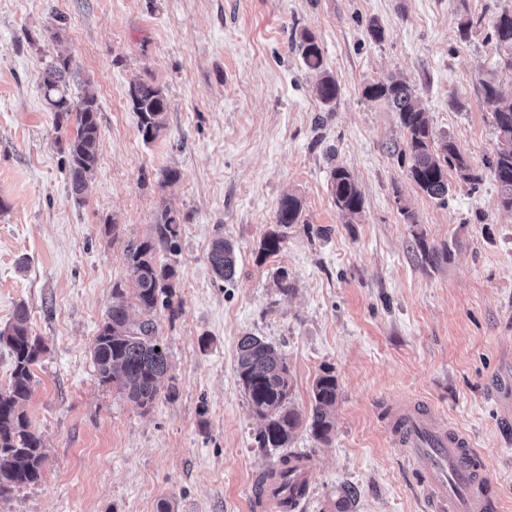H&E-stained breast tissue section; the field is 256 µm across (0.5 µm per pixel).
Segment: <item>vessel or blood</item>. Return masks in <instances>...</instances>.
Returning a JSON list of instances; mask_svg holds the SVG:
<instances>
[{"label": "vessel or blood", "instance_id": "vessel-or-blood-1", "mask_svg": "<svg viewBox=\"0 0 512 512\" xmlns=\"http://www.w3.org/2000/svg\"><path fill=\"white\" fill-rule=\"evenodd\" d=\"M394 445L420 476L427 512H497L499 497L471 437L404 404L387 414Z\"/></svg>", "mask_w": 512, "mask_h": 512}]
</instances>
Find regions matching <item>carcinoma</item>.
Masks as SVG:
<instances>
[{
	"label": "carcinoma",
	"mask_w": 512,
	"mask_h": 512,
	"mask_svg": "<svg viewBox=\"0 0 512 512\" xmlns=\"http://www.w3.org/2000/svg\"><path fill=\"white\" fill-rule=\"evenodd\" d=\"M493 36L500 57V68L512 73V11L501 13L494 25ZM296 45L305 64L318 70L323 63L322 49L309 32L299 34ZM69 60L58 57L49 62L43 78L44 97L55 112L56 128L74 122V135L68 141L66 177L72 194L84 193L97 163L99 150L98 109L92 98L74 103L68 94ZM486 104L491 108L498 136V147L488 163L489 171L498 184L500 206L512 211V98L506 99L499 91L497 76L489 75L480 82ZM316 92L328 104L336 100L340 86L327 74L319 82ZM364 96L370 100H385L399 114L406 131L405 149L401 159H409L408 172L416 186L429 197L446 200L448 170H456L469 182L482 180V174L471 168L455 143L432 141L425 109L421 107L409 84L391 77L367 85ZM131 108L139 119V132L144 141L154 140L164 128L168 102L161 88L139 82L129 89ZM331 187L336 206L348 214L360 212V190L349 171L336 167L330 171ZM301 202L293 195L284 197L278 207L276 224L288 228L299 223ZM180 224L169 211H164L153 234L126 246L129 267L128 290L115 285L112 305L91 348V356L100 381L116 383L127 398L141 408L156 400L159 383L169 369V355L158 339V330L152 314L158 306H169L167 296L172 288L173 267L159 265L156 254L176 247ZM284 234L271 232L260 241V253L277 254ZM209 259L218 278L234 280L236 252L232 242L220 235L210 247ZM147 318L140 322L130 320V299ZM0 344L13 356V371L8 387L0 390V496L14 488L34 485L42 479L46 457L41 437L32 429L22 406L32 395L31 366L43 352L39 338L33 336L26 308L16 310L10 325L0 330ZM238 379L248 398L252 412L263 421L258 435L262 448H285L300 424L298 414L289 406L290 379L285 356L273 345L257 336L242 337L238 344ZM338 397L336 377L327 371L318 377L312 388L310 428L312 435L322 441L330 440L331 415ZM288 458L280 460L279 481L283 492L292 497L302 496L306 486H295V475L287 466Z\"/></svg>",
	"instance_id": "cac0c4a2"
}]
</instances>
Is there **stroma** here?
I'll use <instances>...</instances> for the list:
<instances>
[{"label": "stroma", "mask_w": 512, "mask_h": 512, "mask_svg": "<svg viewBox=\"0 0 512 512\" xmlns=\"http://www.w3.org/2000/svg\"><path fill=\"white\" fill-rule=\"evenodd\" d=\"M510 10L512 0H0V329L25 306L45 347L24 411L46 448L41 481L0 497V512H156L162 499L173 512H276L258 481L280 454L258 447L236 372L248 334L288 361L301 419L288 450L312 459L297 512H335L350 485V512H423L386 426L388 408L411 398L471 435L499 512H512V212L485 171L497 134L480 89L498 60L493 23ZM465 15L479 24L464 40ZM303 31L340 85L332 103L296 47ZM60 55L72 99L98 106L99 160L81 196L43 98ZM389 75L411 85L434 138L483 171L479 183L452 171L446 200L419 190L391 151L405 141L397 113L363 95ZM145 80L168 100L150 142L128 99ZM337 166L362 193L351 217L332 194ZM165 169L180 178L163 187ZM288 194L301 221L261 256ZM167 209L180 235L156 261L176 276L155 321L170 368L144 410L99 382L90 349L113 286L128 280V241ZM220 234L236 245L230 283L208 260ZM327 369L339 396L324 443L308 419Z\"/></svg>", "instance_id": "obj_1"}]
</instances>
